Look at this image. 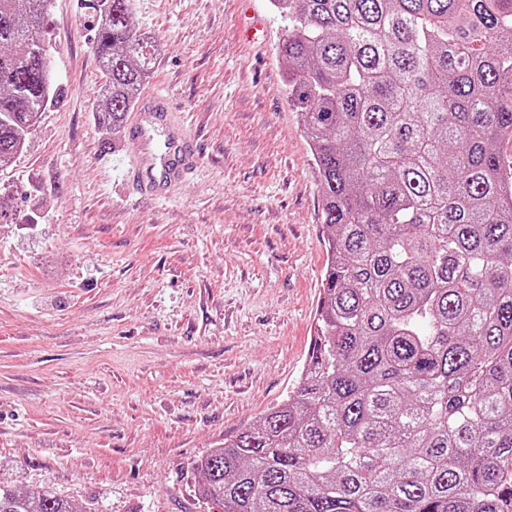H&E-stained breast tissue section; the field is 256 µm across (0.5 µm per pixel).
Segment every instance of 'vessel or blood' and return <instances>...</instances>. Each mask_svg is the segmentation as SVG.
Returning a JSON list of instances; mask_svg holds the SVG:
<instances>
[{
    "label": "vessel or blood",
    "mask_w": 512,
    "mask_h": 512,
    "mask_svg": "<svg viewBox=\"0 0 512 512\" xmlns=\"http://www.w3.org/2000/svg\"><path fill=\"white\" fill-rule=\"evenodd\" d=\"M128 134L139 154L128 171L139 191L152 197L167 196L199 162L196 145L170 100L146 93L136 105Z\"/></svg>",
    "instance_id": "vessel-or-blood-1"
}]
</instances>
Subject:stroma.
Returning a JSON list of instances; mask_svg holds the SVG:
<instances>
[{"mask_svg":"<svg viewBox=\"0 0 512 512\" xmlns=\"http://www.w3.org/2000/svg\"><path fill=\"white\" fill-rule=\"evenodd\" d=\"M134 0L160 46L144 87L188 119L201 164L140 199L138 148L94 118L103 84L78 0L44 24L61 88L0 167V475L76 512H208L199 458L300 379L326 260L314 161L276 47L288 23L248 0Z\"/></svg>","mask_w":512,"mask_h":512,"instance_id":"1","label":"stroma"}]
</instances>
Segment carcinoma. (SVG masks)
<instances>
[{
  "label": "carcinoma",
  "instance_id": "cac0c4a2",
  "mask_svg": "<svg viewBox=\"0 0 512 512\" xmlns=\"http://www.w3.org/2000/svg\"><path fill=\"white\" fill-rule=\"evenodd\" d=\"M49 0H0V165L47 106ZM124 127L159 48L81 0ZM326 264L288 398L196 469L210 512H512V0H271ZM0 512H74L0 477Z\"/></svg>",
  "mask_w": 512,
  "mask_h": 512
}]
</instances>
